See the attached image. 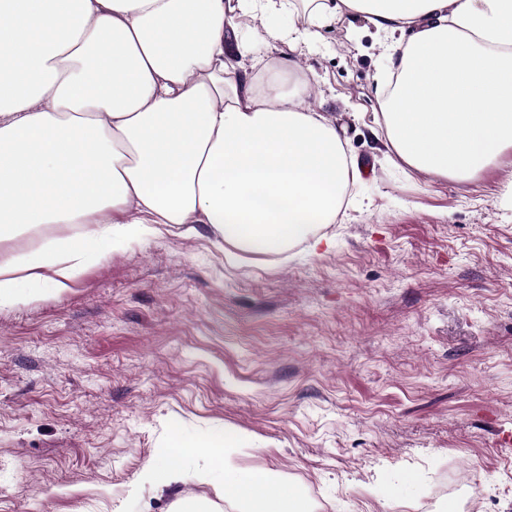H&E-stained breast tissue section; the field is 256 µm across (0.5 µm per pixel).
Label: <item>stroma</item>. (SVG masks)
Returning a JSON list of instances; mask_svg holds the SVG:
<instances>
[{
    "label": "stroma",
    "instance_id": "obj_1",
    "mask_svg": "<svg viewBox=\"0 0 512 512\" xmlns=\"http://www.w3.org/2000/svg\"><path fill=\"white\" fill-rule=\"evenodd\" d=\"M288 23L236 37L302 64L359 162L333 248L232 261L208 225L161 224L0 309V512H238L199 456L176 458L173 488H137L175 429L248 433L238 466L299 485L312 512H512V149L470 181L391 163L383 34L346 14L296 51L268 45Z\"/></svg>",
    "mask_w": 512,
    "mask_h": 512
}]
</instances>
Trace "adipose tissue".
Returning <instances> with one entry per match:
<instances>
[{"mask_svg": "<svg viewBox=\"0 0 512 512\" xmlns=\"http://www.w3.org/2000/svg\"><path fill=\"white\" fill-rule=\"evenodd\" d=\"M302 26L268 30L297 46L337 15L364 16L390 42L394 88L375 122L390 154L419 172L469 180L512 148V0H308ZM294 0H0V308L69 288L115 245L159 224H206L226 245L280 255L328 250L358 175L335 126L278 65L244 67L232 18L293 14ZM47 224L78 233L45 236ZM224 430L173 432L137 481L184 479L205 457L243 512H310L303 492L231 458Z\"/></svg>", "mask_w": 512, "mask_h": 512, "instance_id": "ef3b65f1", "label": "adipose tissue"}]
</instances>
